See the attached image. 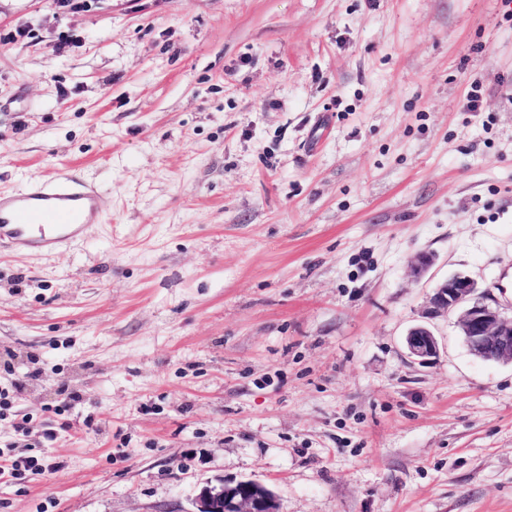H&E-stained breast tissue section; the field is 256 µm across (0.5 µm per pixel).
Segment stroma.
<instances>
[{"label":"stroma","instance_id":"35a3bbf8","mask_svg":"<svg viewBox=\"0 0 512 512\" xmlns=\"http://www.w3.org/2000/svg\"><path fill=\"white\" fill-rule=\"evenodd\" d=\"M74 168L0 246V512H512V363L429 312L512 315V0H0V192ZM103 209L102 194L76 169L58 178L33 177L21 193H0V244L18 252H53L81 238ZM475 281L453 274L437 282L430 297V314L458 312L457 326L470 352L486 361L512 363V316L476 296ZM405 347L408 355L420 362H426L439 351V343L431 331V329L424 324L413 326L409 329L405 337ZM191 512H277L276 495L267 486L251 481H226L204 485Z\"/></svg>","mask_w":512,"mask_h":512}]
</instances>
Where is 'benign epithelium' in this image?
<instances>
[{"label": "benign epithelium", "mask_w": 512, "mask_h": 512, "mask_svg": "<svg viewBox=\"0 0 512 512\" xmlns=\"http://www.w3.org/2000/svg\"><path fill=\"white\" fill-rule=\"evenodd\" d=\"M475 281L464 274H453L437 282L430 297V313L458 312L460 336L470 352L486 361L512 363V316L476 296ZM408 355L425 362L438 354L439 343L431 329L419 324L405 337ZM192 512H277L276 495L267 486L251 481H226L204 485Z\"/></svg>", "instance_id": "benign-epithelium-1"}]
</instances>
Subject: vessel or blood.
Wrapping results in <instances>:
<instances>
[{
  "label": "vessel or blood",
  "instance_id": "obj_1",
  "mask_svg": "<svg viewBox=\"0 0 512 512\" xmlns=\"http://www.w3.org/2000/svg\"><path fill=\"white\" fill-rule=\"evenodd\" d=\"M104 209L102 194L78 170L36 176L20 193H0V244L18 252L49 253L81 238Z\"/></svg>",
  "mask_w": 512,
  "mask_h": 512
}]
</instances>
